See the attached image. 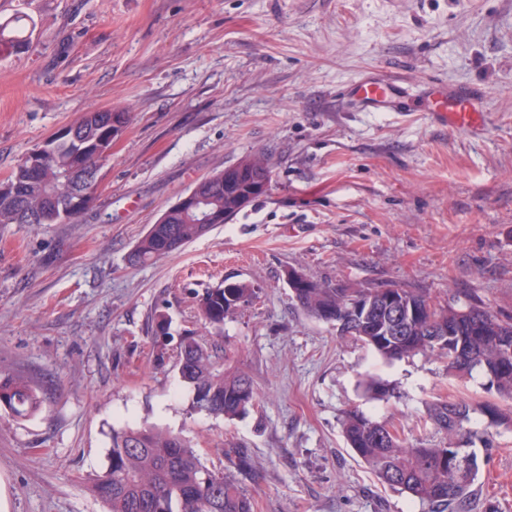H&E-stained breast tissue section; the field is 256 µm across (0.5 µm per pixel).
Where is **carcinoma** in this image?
Returning <instances> with one entry per match:
<instances>
[{"instance_id": "cac0c4a2", "label": "carcinoma", "mask_w": 512, "mask_h": 512, "mask_svg": "<svg viewBox=\"0 0 512 512\" xmlns=\"http://www.w3.org/2000/svg\"><path fill=\"white\" fill-rule=\"evenodd\" d=\"M30 35L18 17L0 23V57L28 49ZM78 146L62 141L44 159L33 178L18 164L9 179L21 188V202L41 213L40 224L72 223L77 212H65ZM251 167L250 181H272V170L263 153L247 155L238 162ZM210 186L209 206L226 214L240 211L235 194L245 191L241 183L224 184V171L202 179ZM138 239L128 255L132 266L145 265L182 250L205 236L203 225L175 207ZM310 287L292 292L296 305L306 314L341 326L339 336L371 347L392 361L431 351L444 359L448 373L470 376L481 373L489 389L512 399V322L503 321L477 305L439 306L428 297L405 288H336L309 280ZM398 293V305L388 303V292ZM257 288L247 281L224 282L208 288L198 299L204 323L219 327L235 313L236 304H250ZM177 366L182 381L192 391L191 408L233 420L254 406L256 390L250 376L224 369L222 347L205 345L194 336L180 340ZM42 400L26 378L0 374V408L15 419L35 415ZM479 413L489 424H512V417L490 402L472 405L464 400L437 401L429 415L436 429L448 435V445L430 441L409 443L400 428L377 421L357 408L343 412L342 435L352 453L391 490L405 493L426 512H472L475 481L479 472L474 441L493 447L486 430L470 427L471 415ZM224 458L240 472L255 473L247 449L235 443L224 449ZM210 472L195 449L180 435L155 426L125 428L112 432L107 468L84 482L86 490L102 501L108 512H253L250 498L236 478L220 476L217 484L204 481Z\"/></svg>"}]
</instances>
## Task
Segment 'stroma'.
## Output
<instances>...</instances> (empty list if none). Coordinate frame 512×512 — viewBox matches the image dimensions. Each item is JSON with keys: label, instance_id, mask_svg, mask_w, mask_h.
<instances>
[{"label": "stroma", "instance_id": "obj_1", "mask_svg": "<svg viewBox=\"0 0 512 512\" xmlns=\"http://www.w3.org/2000/svg\"><path fill=\"white\" fill-rule=\"evenodd\" d=\"M27 15L28 50L0 58V180L102 107L129 112L93 205L74 224L0 225V374L31 378L40 412L0 411V512H106L82 486L110 434L158 426L239 476L254 512H422L347 448L345 409L446 442L436 400L498 402L481 374L450 376L425 351L383 360L305 314L287 268L349 288L397 286L512 318V0H0ZM382 72L483 91L482 130L429 113L359 112L337 91ZM269 154L268 193L181 251L127 256L197 182ZM248 281L257 301L205 326L196 296ZM169 336L159 342L158 320ZM218 342L254 380L256 406L227 420L191 408L181 337ZM391 397L373 398L366 379ZM478 448L476 512H512V429Z\"/></svg>", "mask_w": 512, "mask_h": 512}]
</instances>
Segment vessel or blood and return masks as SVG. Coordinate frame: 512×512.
Returning <instances> with one entry per match:
<instances>
[{
	"mask_svg": "<svg viewBox=\"0 0 512 512\" xmlns=\"http://www.w3.org/2000/svg\"><path fill=\"white\" fill-rule=\"evenodd\" d=\"M340 98L352 102L361 112L407 110L405 86L381 72L365 74L358 82L343 88ZM481 95L464 86H444L432 81L422 92V109L451 130L478 131L482 125Z\"/></svg>",
	"mask_w": 512,
	"mask_h": 512,
	"instance_id": "vessel-or-blood-1",
	"label": "vessel or blood"
}]
</instances>
